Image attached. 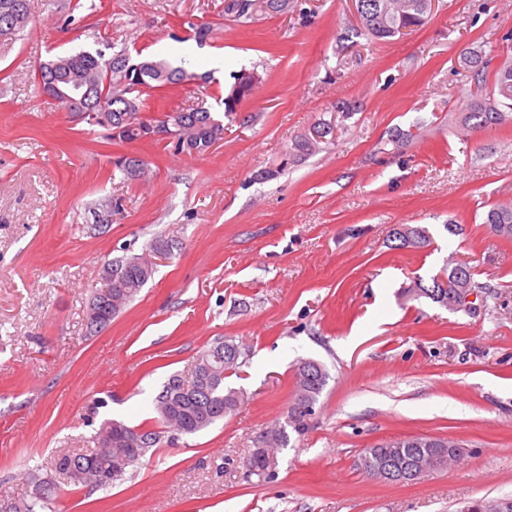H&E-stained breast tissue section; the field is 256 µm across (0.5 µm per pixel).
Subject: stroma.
<instances>
[{
    "label": "stroma",
    "mask_w": 512,
    "mask_h": 512,
    "mask_svg": "<svg viewBox=\"0 0 512 512\" xmlns=\"http://www.w3.org/2000/svg\"><path fill=\"white\" fill-rule=\"evenodd\" d=\"M0 37V498L50 482L53 512H463L512 501V241L487 211L512 199V120L463 128L470 78L512 59V0H435L429 22L391 41L360 33L355 0H295L248 27L224 0H30ZM214 31L205 46L196 27ZM190 56L202 81L155 94L147 117L205 103L222 111L230 72L254 94L203 155L162 141L114 142L39 91L60 53L121 49ZM334 128L285 164L296 136ZM402 143H395L397 133ZM147 174L124 180L116 156ZM118 202L103 233L100 201ZM460 225L450 234L447 223ZM426 226L423 248L394 247L392 226ZM175 242L112 323L85 310L102 262ZM463 261L483 287L456 311L403 291ZM244 355L226 387L234 413L180 434L125 479L93 491L60 482L61 451L92 448L115 419L153 428V400L204 348ZM330 378L275 478L241 466L293 400L298 360ZM461 443L464 457L405 484L355 467L409 436Z\"/></svg>",
    "instance_id": "stroma-1"
}]
</instances>
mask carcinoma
I'll return each instance as SVG.
<instances>
[{
	"label": "carcinoma",
	"mask_w": 512,
	"mask_h": 512,
	"mask_svg": "<svg viewBox=\"0 0 512 512\" xmlns=\"http://www.w3.org/2000/svg\"><path fill=\"white\" fill-rule=\"evenodd\" d=\"M242 0H224V18L239 27L251 25L261 15L285 14L292 7V0H252L245 11ZM431 0H359V21L366 35L374 40L386 41L406 30L423 25L431 14ZM30 18L29 0H0V36L14 35L24 29ZM464 67L473 72L471 79L476 88H467L470 105L465 124L473 130L496 127L509 120L512 112V63L500 67L494 76V90L481 95L482 58L477 54L464 57ZM59 71L71 81H78L91 88L85 110L94 112L97 119L92 125L108 131L114 141L162 140L172 130V147L188 154L207 153L224 136V123L205 106L191 107L165 113L162 117L147 119L142 112L152 93L176 85L190 84L197 74L182 65L164 59L131 61L124 51L104 59L101 51L79 52L58 56L37 70V84L45 90L47 78ZM234 82L224 95V117L236 115L239 103L250 96L258 82V75L242 69L233 74ZM333 134V128L318 123L313 129L297 137L289 155L305 156L315 152L319 144ZM114 169L124 177L136 180L144 177L145 163L125 156L113 161ZM485 223L498 236L512 240V204L493 206L486 214ZM409 239L398 240L389 233L392 241L402 247L423 248L431 240L428 228L409 225ZM111 272L112 308L110 317L94 320L93 313L105 298L96 291L87 304L88 329L97 333L110 325L112 318L125 305L133 301L140 290L151 280L155 270L147 268L145 255L134 254L108 260L104 263ZM481 286L473 280L471 268L459 273L450 266L436 275L428 284L417 280L406 294L413 299L425 297L442 307L450 308L454 295L476 294ZM242 352L228 341H217L203 350L191 366L188 375H172L154 398L155 419L158 429L128 426L118 420L104 421L95 435L97 446L85 453H59L54 459L55 470L66 482L91 490L105 488L111 481L120 480L124 473L110 475L112 461L125 457L144 458L152 449L160 447L163 434H196L223 419L237 405L236 391L224 387V373L237 368ZM308 361L299 362L295 373L294 398L289 405L285 421L267 432L265 448H254L243 461L247 476L267 480V454L277 453L288 447L289 431L301 434L312 415L314 405L322 395L329 375L324 367H307ZM453 447L444 438L411 436L390 440L366 448L358 457L356 468L363 474L378 478L380 471L402 468L406 471L428 473L442 468V448ZM36 493L32 500L16 502L12 512H43L49 507L43 482L33 476Z\"/></svg>",
	"instance_id": "cac0c4a2"
}]
</instances>
